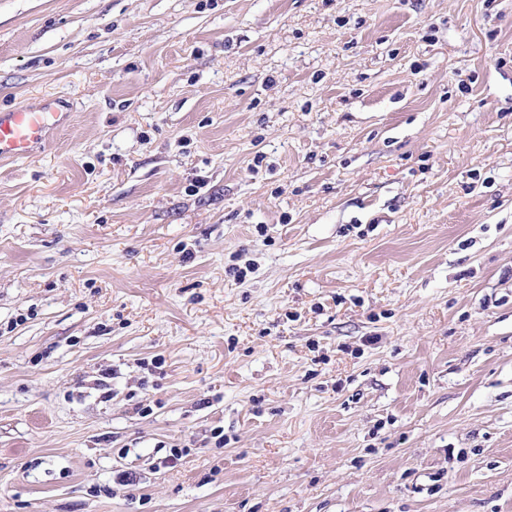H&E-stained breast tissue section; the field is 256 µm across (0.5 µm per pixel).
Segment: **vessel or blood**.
Wrapping results in <instances>:
<instances>
[{
  "mask_svg": "<svg viewBox=\"0 0 512 512\" xmlns=\"http://www.w3.org/2000/svg\"><path fill=\"white\" fill-rule=\"evenodd\" d=\"M67 113L59 101L48 100L38 107L20 104L0 113V159L31 155L51 128L65 124Z\"/></svg>",
  "mask_w": 512,
  "mask_h": 512,
  "instance_id": "1",
  "label": "vessel or blood"
}]
</instances>
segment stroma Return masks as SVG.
<instances>
[{
    "mask_svg": "<svg viewBox=\"0 0 512 512\" xmlns=\"http://www.w3.org/2000/svg\"><path fill=\"white\" fill-rule=\"evenodd\" d=\"M45 96L0 512H512V0H0Z\"/></svg>",
    "mask_w": 512,
    "mask_h": 512,
    "instance_id": "stroma-1",
    "label": "stroma"
}]
</instances>
